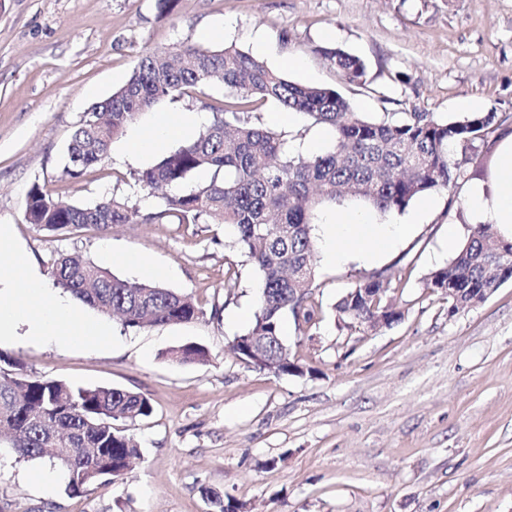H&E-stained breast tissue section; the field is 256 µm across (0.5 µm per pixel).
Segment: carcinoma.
<instances>
[{
    "mask_svg": "<svg viewBox=\"0 0 512 512\" xmlns=\"http://www.w3.org/2000/svg\"><path fill=\"white\" fill-rule=\"evenodd\" d=\"M331 66L350 84H361L366 64L340 48L324 51ZM212 80L224 84V101L210 106L212 119L194 140L179 146L136 181L148 193L160 188L157 210L145 220L157 224H230L237 245L260 272L258 311L251 327L236 336L232 350L246 359L240 340L267 336L268 356L280 372L294 365L279 340L281 321L290 314L308 333L319 322L312 298L315 243L314 209L345 200L364 203L381 214L402 213L417 198L449 191L456 183L461 155L476 140L493 134L502 120L490 109L463 121L432 112H394L365 118L339 91L289 80L260 58L234 46L182 43L141 55L128 80L83 113L68 145L65 172L74 178L102 165L112 142L137 117L164 98H177ZM268 100L279 103L333 132L330 149L305 155L282 136L256 122ZM213 172L198 189L175 193L187 175ZM140 216L116 197L94 204L67 203L38 183L26 198L25 220L51 232L131 224ZM56 285L90 307L118 317L131 329L183 323L199 316L193 299L159 284L129 282L79 253L50 260ZM512 279V246L490 224H477L447 266L426 278L427 287L498 288ZM181 362L204 360L194 343L170 351ZM0 428L18 441L14 452L27 460L49 459L67 478L73 496L98 481L120 476L141 457L134 435L116 422L148 417L153 411L141 393L120 388L76 387L60 380L24 378L0 357ZM210 512H236L237 502L206 491Z\"/></svg>",
    "mask_w": 512,
    "mask_h": 512,
    "instance_id": "obj_1",
    "label": "carcinoma"
}]
</instances>
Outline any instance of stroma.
<instances>
[{"label": "stroma", "instance_id": "stroma-1", "mask_svg": "<svg viewBox=\"0 0 512 512\" xmlns=\"http://www.w3.org/2000/svg\"><path fill=\"white\" fill-rule=\"evenodd\" d=\"M225 21L223 33L201 32ZM267 47V65L292 81L336 88L358 111L431 112L456 121L492 109L497 135L476 141L449 191L415 200L377 224L413 223L376 262L317 263L311 291L321 306L312 335L293 317L281 333L302 375H275L238 359L236 335L257 310L258 270L222 224H116L52 234L24 220L33 183L79 204L117 196L153 211L136 172L157 156L111 151L96 171L65 174L76 123L120 88L138 57L180 42ZM363 59L364 84L343 80L322 54ZM301 57L300 69L285 67ZM512 133V0H0V224L43 276L50 256L100 247L160 271L158 282L190 295L187 323L141 329L112 323L96 348L0 343L21 376L145 395L152 414L125 422L143 457L106 485L70 495L64 473L19 458L0 440V512H209L205 490L251 512H512V280L486 301L449 313L428 274L454 257L474 224L470 189L499 161ZM237 285L224 286L225 271ZM387 271V296L403 312L374 330L348 327L336 302L365 276ZM196 343L203 363L172 359ZM55 472L52 492L40 477Z\"/></svg>", "mask_w": 512, "mask_h": 512}]
</instances>
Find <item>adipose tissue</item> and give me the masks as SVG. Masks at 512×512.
<instances>
[{
  "label": "adipose tissue",
  "mask_w": 512,
  "mask_h": 512,
  "mask_svg": "<svg viewBox=\"0 0 512 512\" xmlns=\"http://www.w3.org/2000/svg\"><path fill=\"white\" fill-rule=\"evenodd\" d=\"M204 120L198 112L153 113L148 132L131 131L122 143L130 156L148 155L175 137H191ZM500 163L488 184H476L470 207L477 221L494 225L498 235L512 241V134L502 138ZM412 230L408 224H376L360 211L326 214L320 226L325 263L336 266L358 257L370 262L389 251ZM11 227L0 224V257L11 259L13 273L0 274V341L23 338L57 345L97 347L112 340V329L84 315L79 304L49 288L42 274L26 263L20 250L10 247Z\"/></svg>",
  "instance_id": "1"
}]
</instances>
